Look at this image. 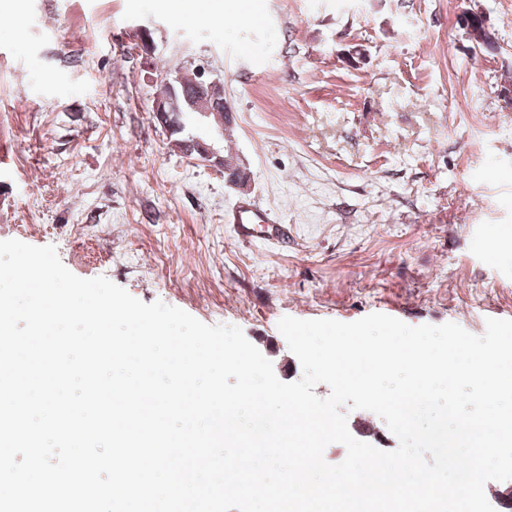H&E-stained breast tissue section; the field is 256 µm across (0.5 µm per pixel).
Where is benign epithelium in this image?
Returning <instances> with one entry per match:
<instances>
[{"instance_id":"7a95c632","label":"benign epithelium","mask_w":512,"mask_h":512,"mask_svg":"<svg viewBox=\"0 0 512 512\" xmlns=\"http://www.w3.org/2000/svg\"><path fill=\"white\" fill-rule=\"evenodd\" d=\"M134 38L137 51L144 59L147 78L159 87L153 106L154 117L167 132L171 147L211 168L224 169L223 154L215 148L212 138L194 132V126L209 125L213 117L222 132L227 121L233 119L224 95V82L218 77L206 78L201 72L194 91L182 93L178 87L179 72L157 71L151 67L156 46L149 27L135 26Z\"/></svg>"}]
</instances>
